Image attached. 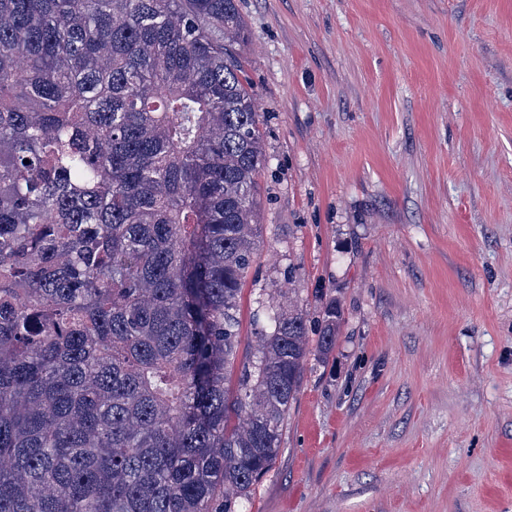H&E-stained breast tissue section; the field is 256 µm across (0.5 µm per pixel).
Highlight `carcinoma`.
<instances>
[{"mask_svg": "<svg viewBox=\"0 0 512 512\" xmlns=\"http://www.w3.org/2000/svg\"><path fill=\"white\" fill-rule=\"evenodd\" d=\"M244 40L236 0H0V512H238L275 463L310 347L282 295L238 360Z\"/></svg>", "mask_w": 512, "mask_h": 512, "instance_id": "carcinoma-1", "label": "carcinoma"}]
</instances>
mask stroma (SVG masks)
Here are the masks:
<instances>
[{
    "label": "stroma",
    "instance_id": "stroma-1",
    "mask_svg": "<svg viewBox=\"0 0 512 512\" xmlns=\"http://www.w3.org/2000/svg\"><path fill=\"white\" fill-rule=\"evenodd\" d=\"M265 140L241 340L310 354L242 512H512V0H237ZM341 315L335 301H330L323 309L322 316L316 320L318 338L316 351L323 358L327 357L336 347ZM315 323V324H316Z\"/></svg>",
    "mask_w": 512,
    "mask_h": 512
}]
</instances>
